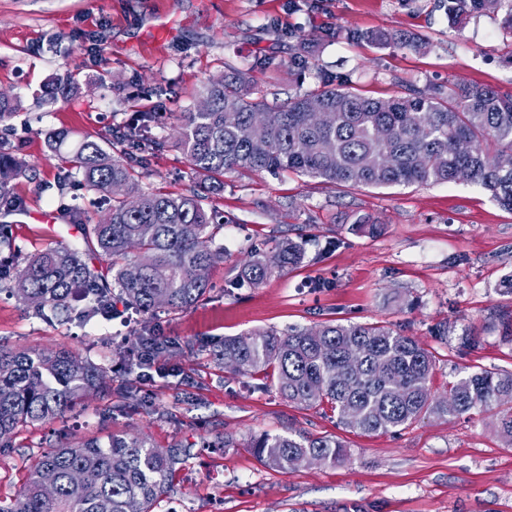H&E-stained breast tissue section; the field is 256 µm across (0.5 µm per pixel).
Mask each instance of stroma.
Returning a JSON list of instances; mask_svg holds the SVG:
<instances>
[{
  "label": "stroma",
  "instance_id": "1",
  "mask_svg": "<svg viewBox=\"0 0 512 512\" xmlns=\"http://www.w3.org/2000/svg\"><path fill=\"white\" fill-rule=\"evenodd\" d=\"M339 29L416 33L431 46L352 44L333 38ZM301 37L311 53L298 65ZM258 58L267 62L260 90L283 100L327 75L381 99L407 83L452 80L512 92V35L486 15L450 27L437 0H0V92L21 102L0 136L28 168L14 185L25 209L7 226L13 245L32 255L80 243L67 211L74 204L87 223L104 216L77 179L59 184L64 171L49 156V130L68 129L76 140L108 135L130 123L127 100L137 96L161 115L149 136H167L171 116L196 106L202 84ZM68 72L79 93L45 111L34 91ZM141 159L143 188L185 192L198 184L177 148ZM207 204L224 214V261L211 272L206 300L157 316L181 348L156 359L147 377L128 370L143 319L123 304L109 318L76 312L61 324L0 293L1 345L65 348L106 371L103 390L0 448V498L24 489L50 441L117 433L146 435L163 451L187 449L155 512H512V443L492 414L423 418L365 436L346 431L329 408L289 403L272 379L242 377L212 359L224 337L251 330L385 321L434 353L435 394L475 366L510 371L512 211L469 183L365 187L249 172L226 173ZM45 212L57 213V223L40 222ZM361 218L377 233L360 229ZM284 234L306 239L303 262L257 288L238 283L246 252L271 248ZM394 291L402 301L385 303ZM133 381L139 401H120L118 389ZM295 431L341 438L344 460L281 472L248 447L261 435ZM224 435L234 447H214Z\"/></svg>",
  "mask_w": 512,
  "mask_h": 512
}]
</instances>
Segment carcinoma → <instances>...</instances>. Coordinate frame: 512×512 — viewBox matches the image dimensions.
<instances>
[{
  "label": "carcinoma",
  "mask_w": 512,
  "mask_h": 512,
  "mask_svg": "<svg viewBox=\"0 0 512 512\" xmlns=\"http://www.w3.org/2000/svg\"><path fill=\"white\" fill-rule=\"evenodd\" d=\"M456 27L475 13L500 20L512 34V0H439ZM336 39L425 51L427 39L401 33L338 30ZM254 67L233 68L200 90L206 109L181 112L174 145L186 156L201 190L156 193L140 185L138 153L168 146L165 137L141 132L156 115L141 111L137 123L100 139L70 140L47 133L48 150L66 163L83 187L107 204L108 215L80 224L83 242L108 261L103 273L80 249L54 245L31 255L12 250L0 232V287L40 316L64 322L81 305L90 315L112 314L120 301L144 316L182 312L202 301L211 270L224 261L217 233L224 213L206 206V194L224 187V174L239 170L277 176L293 173L353 186L385 187L467 182L512 210V93L489 86L414 85L389 99L367 97L333 79L286 100L259 94ZM80 90L66 73L50 80L39 100L54 105ZM318 104L328 121L316 125L309 107ZM20 101L0 93V123ZM27 177L15 151L0 141V215L23 211L13 191ZM302 243L280 237L269 250H252L237 281L256 288L275 273L302 263ZM168 343L139 337L136 351L162 353ZM224 368L243 376L272 373L276 390L304 407L327 405L339 423L366 435L395 433L425 417L497 410L498 433L512 441V371L472 370L432 395L436 360L415 339L376 323H323L286 332L257 329L227 336L214 352ZM103 368L65 351H15L0 344V447L10 446L23 426L62 418L87 393L104 388ZM267 467L286 472L314 462L336 463L345 445L333 436L263 435L251 443ZM185 455L162 452L140 435L111 434L71 444L60 441L29 471L24 491L0 512H153L170 489Z\"/></svg>",
  "instance_id": "1"
}]
</instances>
